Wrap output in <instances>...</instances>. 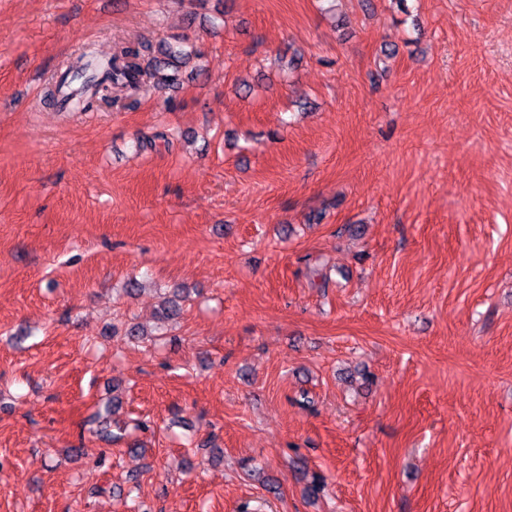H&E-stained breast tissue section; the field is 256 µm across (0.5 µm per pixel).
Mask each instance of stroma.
I'll list each match as a JSON object with an SVG mask.
<instances>
[{
    "label": "stroma",
    "mask_w": 512,
    "mask_h": 512,
    "mask_svg": "<svg viewBox=\"0 0 512 512\" xmlns=\"http://www.w3.org/2000/svg\"><path fill=\"white\" fill-rule=\"evenodd\" d=\"M324 6L0 0V512H512V0ZM171 37L202 73L41 106Z\"/></svg>",
    "instance_id": "stroma-1"
}]
</instances>
